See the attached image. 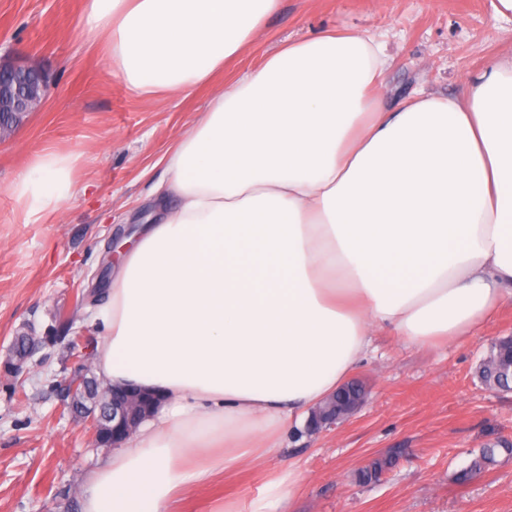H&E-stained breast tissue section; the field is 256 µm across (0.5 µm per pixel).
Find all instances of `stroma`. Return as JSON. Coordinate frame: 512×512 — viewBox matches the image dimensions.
Listing matches in <instances>:
<instances>
[{
  "instance_id": "obj_1",
  "label": "stroma",
  "mask_w": 512,
  "mask_h": 512,
  "mask_svg": "<svg viewBox=\"0 0 512 512\" xmlns=\"http://www.w3.org/2000/svg\"><path fill=\"white\" fill-rule=\"evenodd\" d=\"M497 0H279L261 32L216 84L290 42L333 28L386 34L383 102L461 93L468 79L512 53V14ZM85 0H0V58L43 70L49 98L9 141L0 142V361L23 328L43 333L80 306L118 230L144 223L161 158L204 108L211 87L144 97L105 73L104 41L84 28ZM81 157L82 193L28 223L8 187L44 151ZM512 336V300L475 336L412 344L384 330L354 371L365 401L336 429L297 426L279 450L305 480L291 512H512V455L471 481L457 474L485 443L512 442V392L483 386L476 369L492 342ZM81 350L45 344L25 376H0V512H82L85 478L105 461L63 408L62 387ZM391 458L380 481L360 469ZM245 472L217 480L181 506L212 512L219 500L254 490Z\"/></svg>"
}]
</instances>
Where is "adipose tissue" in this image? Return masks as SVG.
Here are the masks:
<instances>
[{
    "instance_id": "1",
    "label": "adipose tissue",
    "mask_w": 512,
    "mask_h": 512,
    "mask_svg": "<svg viewBox=\"0 0 512 512\" xmlns=\"http://www.w3.org/2000/svg\"><path fill=\"white\" fill-rule=\"evenodd\" d=\"M279 0H88L109 72L142 96L208 83ZM367 34L292 42L213 88L122 241L90 320L94 369L164 405L90 471L83 512H178L217 477L258 475L224 512H285L303 483L282 440L364 360L374 331L474 335L512 295V55L463 95L384 109ZM48 152L9 192L27 217L77 191Z\"/></svg>"
}]
</instances>
